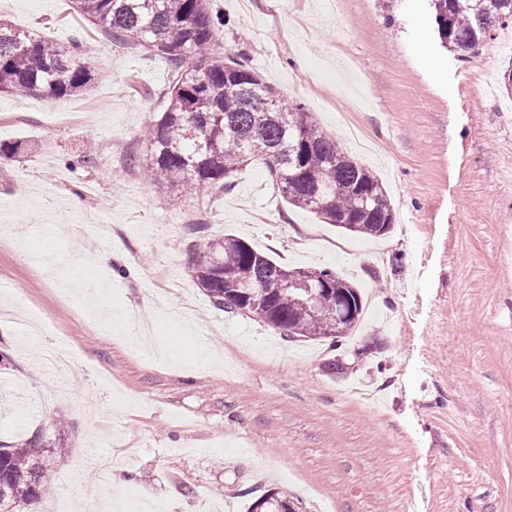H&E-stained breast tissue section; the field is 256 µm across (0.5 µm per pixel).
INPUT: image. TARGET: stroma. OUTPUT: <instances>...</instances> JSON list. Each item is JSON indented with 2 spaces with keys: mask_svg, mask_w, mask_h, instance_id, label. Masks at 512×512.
<instances>
[{
  "mask_svg": "<svg viewBox=\"0 0 512 512\" xmlns=\"http://www.w3.org/2000/svg\"><path fill=\"white\" fill-rule=\"evenodd\" d=\"M216 5L218 53L246 51L344 151L351 120L378 141L354 154L387 188L395 226L370 237L323 223L288 205L261 163L224 192L148 183L125 159L162 110L166 61L113 44L73 0H0L18 29L59 43L84 33L96 72L81 97L0 94V143L24 146L0 157V299L17 309L0 320V441L64 423L42 512L60 498L98 512L105 495L250 512L275 491L299 512H405L414 498L422 512H512V96L500 84L512 27L485 66L441 48L417 0ZM88 144L95 162L72 172L66 159ZM201 218L206 234L348 279L361 323L332 347L215 309L188 272ZM100 224L111 238L98 240ZM104 251L116 287L92 311L63 285ZM136 306L167 354L114 329ZM62 347L76 353L66 367ZM103 457L121 487L85 481Z\"/></svg>",
  "mask_w": 512,
  "mask_h": 512,
  "instance_id": "1",
  "label": "stroma"
}]
</instances>
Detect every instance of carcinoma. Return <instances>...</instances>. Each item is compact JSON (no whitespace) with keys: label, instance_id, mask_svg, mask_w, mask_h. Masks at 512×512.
<instances>
[{"label":"carcinoma","instance_id":"1","mask_svg":"<svg viewBox=\"0 0 512 512\" xmlns=\"http://www.w3.org/2000/svg\"><path fill=\"white\" fill-rule=\"evenodd\" d=\"M442 48L467 61L491 46L495 32L512 25V0H425ZM77 11L110 35L112 43L138 46L167 60L172 81L166 107L144 135V153L126 164L144 179L199 193L233 188L246 166L260 161L288 204L326 224L370 236L389 233L395 213L378 177L326 134L303 103L284 100L237 54L215 52L224 16L210 0H77ZM95 80L90 52L78 34L68 44L0 22V93L23 91L47 100L79 96ZM191 273L213 306L253 316L287 338L346 335L362 314L358 289L328 269L307 268L322 312L286 287L254 306L248 293L268 290L285 267L226 234L210 238L197 228ZM234 277L237 287L224 282ZM65 439L38 436L0 442V512H26L47 491L46 462L62 455ZM260 512H296L287 495L254 502Z\"/></svg>","mask_w":512,"mask_h":512}]
</instances>
